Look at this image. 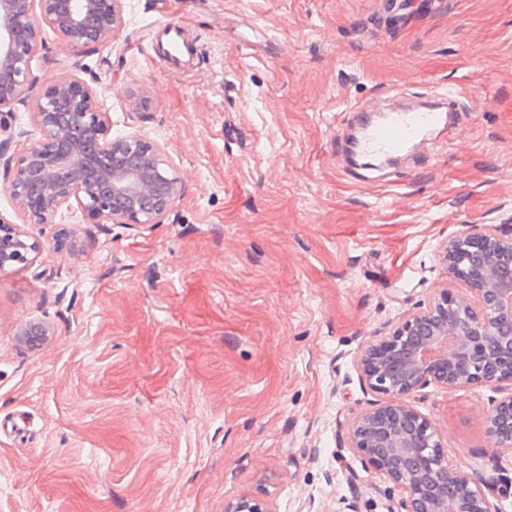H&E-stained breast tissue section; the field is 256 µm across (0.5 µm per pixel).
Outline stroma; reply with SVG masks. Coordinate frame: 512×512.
<instances>
[{
	"label": "stroma",
	"instance_id": "1",
	"mask_svg": "<svg viewBox=\"0 0 512 512\" xmlns=\"http://www.w3.org/2000/svg\"><path fill=\"white\" fill-rule=\"evenodd\" d=\"M112 44L52 31L38 86L96 91L116 135L181 180L160 224L78 205L30 224L0 272V512H387L400 489L348 446L373 404L356 358L452 282L446 240L512 228V0H123ZM176 25L188 50L162 56ZM450 148L371 168L351 106L448 85ZM45 322L40 349L21 326ZM491 382L412 402L512 512V454L488 446ZM38 239L0 217V271L28 265L40 252Z\"/></svg>",
	"mask_w": 512,
	"mask_h": 512
}]
</instances>
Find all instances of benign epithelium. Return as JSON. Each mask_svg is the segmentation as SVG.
Wrapping results in <instances>:
<instances>
[{
    "label": "benign epithelium",
    "instance_id": "obj_1",
    "mask_svg": "<svg viewBox=\"0 0 512 512\" xmlns=\"http://www.w3.org/2000/svg\"><path fill=\"white\" fill-rule=\"evenodd\" d=\"M122 0H0V167L27 224H54L77 203L110 224H159L179 198L180 179L163 149L136 135L112 136L97 93L62 77L33 97L41 138L8 154L12 124L1 119L30 98L31 63L52 29L66 47L109 43L122 26ZM38 239L0 217V271L28 265ZM448 274L468 290H444L357 358L360 384L387 399L349 431L350 448L402 491L405 512H501L486 485L448 460L441 436L405 397L428 385L445 389L509 383L484 418L492 447L512 453V231L472 226L444 246ZM47 324L29 321L23 343L39 348ZM226 512H273L243 497Z\"/></svg>",
    "mask_w": 512,
    "mask_h": 512
}]
</instances>
